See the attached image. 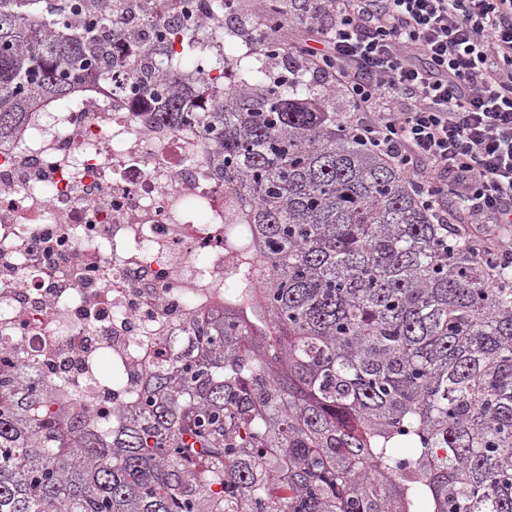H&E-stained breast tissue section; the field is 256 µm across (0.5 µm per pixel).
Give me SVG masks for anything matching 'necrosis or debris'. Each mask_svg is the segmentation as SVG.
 Segmentation results:
<instances>
[{
    "label": "necrosis or debris",
    "mask_w": 512,
    "mask_h": 512,
    "mask_svg": "<svg viewBox=\"0 0 512 512\" xmlns=\"http://www.w3.org/2000/svg\"><path fill=\"white\" fill-rule=\"evenodd\" d=\"M157 107L105 88L0 146V358L111 413L239 259L202 133Z\"/></svg>",
    "instance_id": "obj_1"
}]
</instances>
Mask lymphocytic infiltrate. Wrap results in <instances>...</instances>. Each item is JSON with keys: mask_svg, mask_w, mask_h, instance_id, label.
Wrapping results in <instances>:
<instances>
[{"mask_svg": "<svg viewBox=\"0 0 512 512\" xmlns=\"http://www.w3.org/2000/svg\"><path fill=\"white\" fill-rule=\"evenodd\" d=\"M306 71L342 120L455 220L480 256L512 253V0H309Z\"/></svg>", "mask_w": 512, "mask_h": 512, "instance_id": "1", "label": "lymphocytic infiltrate"}]
</instances>
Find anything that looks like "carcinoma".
<instances>
[{
    "instance_id": "obj_1",
    "label": "carcinoma",
    "mask_w": 512,
    "mask_h": 512,
    "mask_svg": "<svg viewBox=\"0 0 512 512\" xmlns=\"http://www.w3.org/2000/svg\"><path fill=\"white\" fill-rule=\"evenodd\" d=\"M109 0H0V142L102 85L196 127L246 307L200 313L104 417L0 367V512H512V262L477 256L262 44L224 88L219 25L112 53ZM205 57L214 79L186 62Z\"/></svg>"
}]
</instances>
